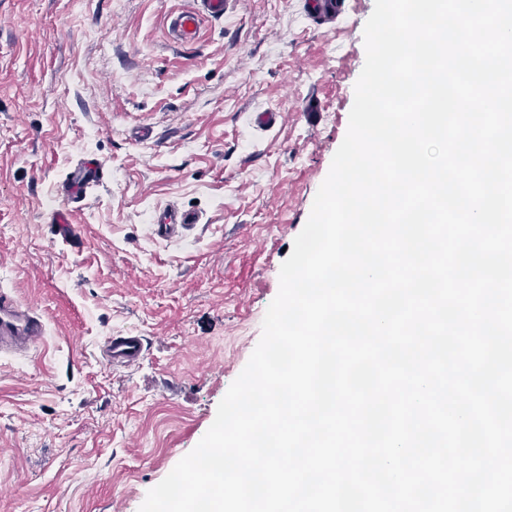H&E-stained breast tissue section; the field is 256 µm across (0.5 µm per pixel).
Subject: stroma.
Wrapping results in <instances>:
<instances>
[{"label": "stroma", "mask_w": 512, "mask_h": 512, "mask_svg": "<svg viewBox=\"0 0 512 512\" xmlns=\"http://www.w3.org/2000/svg\"><path fill=\"white\" fill-rule=\"evenodd\" d=\"M192 4L0 0V291L46 327L0 353V512H138L246 366L346 135L374 0L332 28L231 0L182 41ZM85 155L105 178L67 245L50 215ZM172 204L199 224L153 234ZM126 334L141 361L108 365ZM143 343L139 336H111L105 342V356L109 363L128 367L139 362Z\"/></svg>", "instance_id": "1"}]
</instances>
